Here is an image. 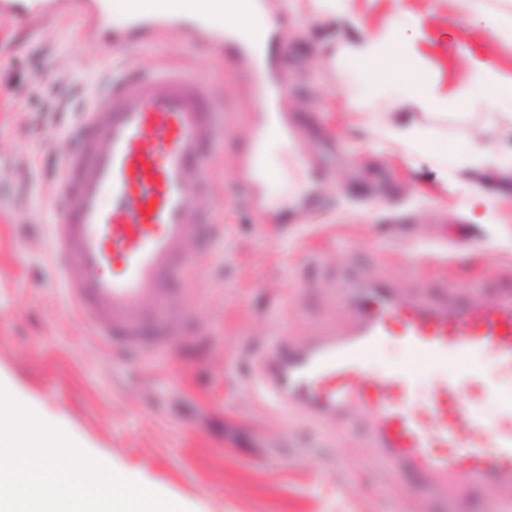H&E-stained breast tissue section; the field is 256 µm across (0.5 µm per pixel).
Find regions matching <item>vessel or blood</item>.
Wrapping results in <instances>:
<instances>
[{"label": "vessel or blood", "instance_id": "b4317fda", "mask_svg": "<svg viewBox=\"0 0 512 512\" xmlns=\"http://www.w3.org/2000/svg\"><path fill=\"white\" fill-rule=\"evenodd\" d=\"M230 0H125L127 22L112 25V0H0V16L52 22L83 13L108 54L174 30L207 52L230 57L252 88L253 132L235 145L251 207L281 224L291 210L257 187L283 184L272 140L291 132L276 110L284 89L270 75L277 49L270 26L228 21ZM200 76L171 62L150 70L114 69L83 110L79 143L59 166L52 252L87 331L104 341L162 350L185 332L178 281L195 269L211 220L205 201L209 147L221 113ZM349 323L320 336L269 346L252 378L255 395L275 408L302 410L352 427L392 476L425 485L442 512H460L491 489L512 492V281L489 277L482 293L445 290L429 298L400 293L386 278L348 270L340 285ZM399 346L405 363L378 368ZM484 365H474L475 357ZM448 367L427 398L425 371ZM498 403L494 421L471 410L470 394Z\"/></svg>", "mask_w": 512, "mask_h": 512}]
</instances>
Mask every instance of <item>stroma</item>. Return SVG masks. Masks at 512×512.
Here are the masks:
<instances>
[{
    "instance_id": "stroma-1",
    "label": "stroma",
    "mask_w": 512,
    "mask_h": 512,
    "mask_svg": "<svg viewBox=\"0 0 512 512\" xmlns=\"http://www.w3.org/2000/svg\"><path fill=\"white\" fill-rule=\"evenodd\" d=\"M269 11L290 18L282 108L304 133L272 143L271 155L313 147L317 193L288 228L259 219L236 192L230 146L215 144L207 206L217 229L187 282L200 322L176 348L137 360L89 336L70 310L48 253L45 173L22 179L15 169L44 146L58 161L73 147V121L26 131L31 86L93 91L113 63L85 44L79 14L49 24L0 18V386L189 512H436L345 427L257 399L247 367L273 339H309L347 319L345 266L428 295L441 284L477 290L488 272L512 278V171L460 165L487 114L448 104L473 73L512 81V43L493 33L512 17V0H347L335 18L319 17L311 0H270ZM395 24L441 101L437 115L402 106L350 65L361 35ZM130 57L140 69L170 60L194 69L233 111L231 141L250 136L254 100L228 59L174 35ZM373 101L422 124L430 154L386 145L366 117ZM447 149L457 159L444 166L435 155Z\"/></svg>"
}]
</instances>
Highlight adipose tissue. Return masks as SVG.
<instances>
[{
	"mask_svg": "<svg viewBox=\"0 0 512 512\" xmlns=\"http://www.w3.org/2000/svg\"><path fill=\"white\" fill-rule=\"evenodd\" d=\"M351 64L370 83L385 88H404L405 104L420 108L436 105L422 73L404 48L400 29L363 36L352 50ZM453 105L460 110H494L501 106L512 109V82L506 83L485 73L475 75Z\"/></svg>",
	"mask_w": 512,
	"mask_h": 512,
	"instance_id": "1",
	"label": "adipose tissue"
}]
</instances>
